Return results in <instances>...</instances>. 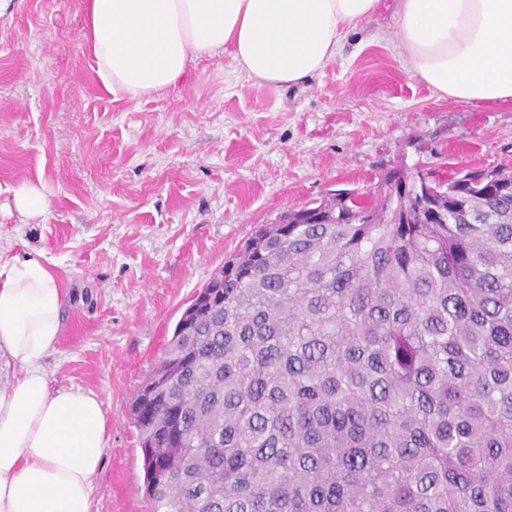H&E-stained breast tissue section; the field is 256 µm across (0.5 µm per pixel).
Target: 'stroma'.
I'll use <instances>...</instances> for the list:
<instances>
[{
	"label": "stroma",
	"instance_id": "35a3bbf8",
	"mask_svg": "<svg viewBox=\"0 0 512 512\" xmlns=\"http://www.w3.org/2000/svg\"><path fill=\"white\" fill-rule=\"evenodd\" d=\"M84 17V0H18L0 17V264L41 257L67 290L44 368L109 420L92 512H149L131 404L210 276L258 226L388 170L512 165V104L438 98L384 17L299 85L252 86L225 55L191 62L162 97L115 101ZM25 181L46 189L44 223L11 205Z\"/></svg>",
	"mask_w": 512,
	"mask_h": 512
}]
</instances>
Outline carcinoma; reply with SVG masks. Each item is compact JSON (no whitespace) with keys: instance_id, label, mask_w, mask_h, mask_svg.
<instances>
[{"instance_id":"carcinoma-1","label":"carcinoma","mask_w":512,"mask_h":512,"mask_svg":"<svg viewBox=\"0 0 512 512\" xmlns=\"http://www.w3.org/2000/svg\"><path fill=\"white\" fill-rule=\"evenodd\" d=\"M392 177L259 227L182 313L132 405L153 512H512V168Z\"/></svg>"}]
</instances>
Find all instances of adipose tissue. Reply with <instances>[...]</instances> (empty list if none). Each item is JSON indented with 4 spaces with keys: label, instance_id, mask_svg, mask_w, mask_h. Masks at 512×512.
I'll return each instance as SVG.
<instances>
[{
    "label": "adipose tissue",
    "instance_id": "adipose-tissue-1",
    "mask_svg": "<svg viewBox=\"0 0 512 512\" xmlns=\"http://www.w3.org/2000/svg\"><path fill=\"white\" fill-rule=\"evenodd\" d=\"M389 12L407 72L438 97L512 102V0H86L84 45L113 100L158 97L190 61L228 54L254 86L323 71L348 35ZM66 290L36 257L0 267V512H91L108 443L98 396L52 389L43 360Z\"/></svg>",
    "mask_w": 512,
    "mask_h": 512
}]
</instances>
